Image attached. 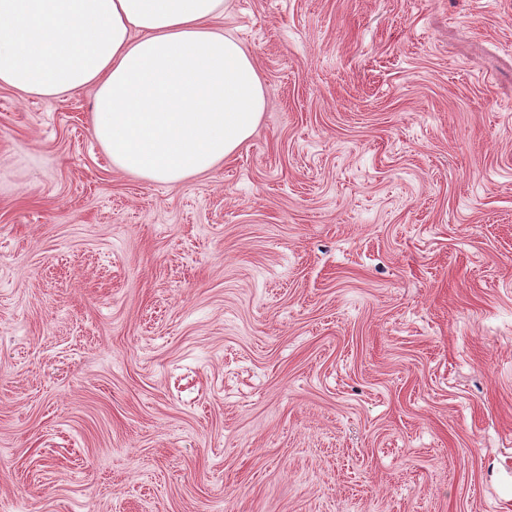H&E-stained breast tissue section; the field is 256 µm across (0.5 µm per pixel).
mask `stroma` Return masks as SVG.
<instances>
[{
    "mask_svg": "<svg viewBox=\"0 0 512 512\" xmlns=\"http://www.w3.org/2000/svg\"><path fill=\"white\" fill-rule=\"evenodd\" d=\"M266 108L113 169L0 89V512H512V0H228Z\"/></svg>",
    "mask_w": 512,
    "mask_h": 512,
    "instance_id": "stroma-1",
    "label": "stroma"
}]
</instances>
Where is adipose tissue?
Returning a JSON list of instances; mask_svg holds the SVG:
<instances>
[{
    "label": "adipose tissue",
    "mask_w": 512,
    "mask_h": 512,
    "mask_svg": "<svg viewBox=\"0 0 512 512\" xmlns=\"http://www.w3.org/2000/svg\"><path fill=\"white\" fill-rule=\"evenodd\" d=\"M225 0H0V88H93L92 134L113 169L178 184L233 157L266 107Z\"/></svg>",
    "instance_id": "ef3b65f1"
}]
</instances>
